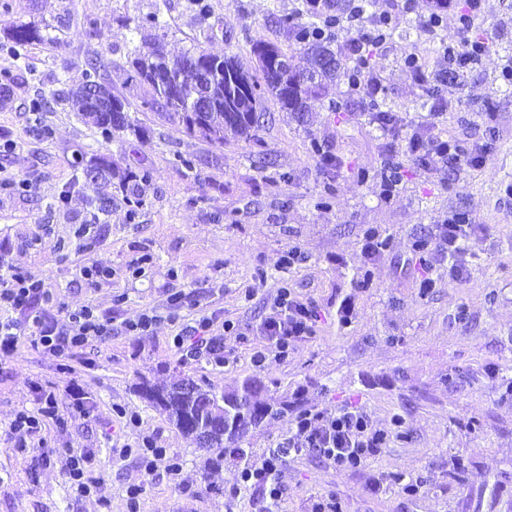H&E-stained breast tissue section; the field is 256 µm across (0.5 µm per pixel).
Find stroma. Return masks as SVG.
<instances>
[{
	"label": "stroma",
	"instance_id": "35a3bbf8",
	"mask_svg": "<svg viewBox=\"0 0 512 512\" xmlns=\"http://www.w3.org/2000/svg\"><path fill=\"white\" fill-rule=\"evenodd\" d=\"M9 2V21L38 24L46 41L18 58L0 51V71L13 75L0 87V173L27 184L0 190V273L15 268L46 278L53 295L39 308L46 323L64 325L66 312L89 307L111 320L112 331L68 360L27 336L17 356H0V512H315L329 493L343 512H512V402L501 398L498 382L512 377V208L498 203L501 183L512 181V98L491 94L498 64L512 50V0H486L484 26L495 33L490 52L446 89L452 107L435 128L470 142L482 132L468 115L494 113L495 151L457 183L445 170L406 164L402 188L388 201L369 177L385 150L372 107L395 112L408 133L428 123L437 56L459 38L455 11H443L429 33L422 27L429 0L395 10L386 44L371 53L384 86L377 101L348 95L339 76L310 100L304 118L269 99L250 140L214 144L143 108L147 87L129 52L159 41L175 56L199 44L235 56L255 75L252 40L299 51L277 18L303 9L304 0H206L204 15L194 0ZM154 11L161 27H140ZM414 51L429 62L421 81L404 66ZM90 60L103 65L113 94L144 129L116 135L107 148L120 167L150 173L124 192L74 177V156L100 147L94 128L59 94L82 81ZM42 96L46 108L31 111ZM321 151L341 157L342 171L318 177ZM187 159L192 167H184ZM93 197L106 210L87 238L81 226L94 213ZM455 208L490 231L469 243L466 281L449 277L443 262L432 272L433 288L420 294L423 271L412 244L434 235L436 220ZM371 228L390 241L369 260L361 247ZM293 245L306 262L280 268ZM92 266L109 278L88 280L81 270ZM139 266L144 274L132 277ZM284 281L315 305L321 321L287 358L268 356L259 369L251 362L263 344L257 327ZM175 293L186 297L176 324L167 319ZM345 298L353 322L342 328L336 308ZM149 311L158 317L151 331H126ZM203 316L223 337L226 366L183 359L173 346L181 327ZM227 320L234 332H224ZM249 377L262 381L263 397L290 404L250 432V463L287 439L304 410L352 403L376 427L397 425L402 434L356 471L336 470L312 452L287 457L273 503L241 483L244 463L233 455L206 469L207 451L137 390L144 380L164 386L190 378L219 393ZM73 379L82 388L81 412L68 388ZM48 396L62 425L46 423L35 435L40 448L17 453L11 420ZM118 406L136 412L140 428L124 427ZM146 436L179 460L178 476L162 465L145 472L135 448ZM70 448L87 453L94 493L66 481ZM408 482L418 484L416 495L404 492ZM134 485L142 494L132 511L127 490Z\"/></svg>",
	"mask_w": 512,
	"mask_h": 512
}]
</instances>
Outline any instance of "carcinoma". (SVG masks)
<instances>
[{"instance_id": "obj_1", "label": "carcinoma", "mask_w": 512, "mask_h": 512, "mask_svg": "<svg viewBox=\"0 0 512 512\" xmlns=\"http://www.w3.org/2000/svg\"><path fill=\"white\" fill-rule=\"evenodd\" d=\"M322 15L310 10L283 15L277 23L295 32H307L320 26ZM4 34L7 42L1 47L7 48L14 56L20 57L28 47L45 41L39 27L34 23H6ZM304 54L310 66L301 67L290 64L285 66L282 59L295 58L276 45L268 44L271 53L270 65L277 66V71L269 73L261 70V79L242 70L234 56L224 55L221 64L224 76L208 88L210 110L207 112L197 133L204 139L214 143L225 140L249 139L258 122V112L263 108L266 98L276 100L282 109L289 112L307 111L308 98L320 88L322 81L345 72L344 60L330 48L331 40L325 38H301ZM132 64L148 87L149 103L157 98L160 91L171 88L176 92V101L164 109L165 117L173 119L186 132H191L187 113L195 108L200 94L198 74L194 71L197 64H207L206 50L199 45L186 50L177 57H171L163 45L154 44L147 49L137 47L132 52ZM101 65L97 62L87 63L83 81L67 90L63 100L72 103L86 123L99 132L102 140L109 143L115 134L125 131L137 132L140 127L136 117L124 110L120 119H114V112L97 108L90 102L92 88L102 83ZM118 178L120 186L137 179H147L149 174L142 170H120L112 161L97 165L93 185L110 182ZM139 393L153 407L167 414L168 418L183 433L196 438V428L201 422L217 421L212 428L210 448L219 450L216 457L209 459V464L218 465L224 460V449L229 448L239 458H246L243 448L246 437L267 418H273L284 410L288 404L276 400L240 404L241 397L257 396L261 391L259 381L247 378L231 390L221 393L205 390L198 386L194 392L185 391L178 383L169 389H158L142 382L138 386Z\"/></svg>"}]
</instances>
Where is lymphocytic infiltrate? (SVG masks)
<instances>
[{
  "instance_id": "1",
  "label": "lymphocytic infiltrate",
  "mask_w": 512,
  "mask_h": 512,
  "mask_svg": "<svg viewBox=\"0 0 512 512\" xmlns=\"http://www.w3.org/2000/svg\"><path fill=\"white\" fill-rule=\"evenodd\" d=\"M457 16L462 37L459 43L443 47L441 53L448 64L449 74L456 79L480 65L490 46L488 39L470 36L485 16L484 0H463L457 8ZM329 26L356 30L357 36L350 46L349 89L355 95L377 96L381 86L364 50L387 41L392 27L391 11L369 14L358 7L334 17ZM376 119L388 142L375 172L381 196L385 199L392 198L403 182L401 156L416 158L428 169L447 168L449 177L457 179L464 172L482 168L486 155L492 149V142L488 139L467 150L456 141L438 134L425 138L417 134L403 135L396 116L390 112L377 113ZM486 230V225L477 223L467 211L452 209L442 216L437 222L436 234L413 245L422 268L427 272L426 277L420 280L421 290L432 288L433 280L428 272L442 259L449 260L451 276L466 279L469 269L460 258L466 253L473 235ZM46 296L44 279L35 275L15 274L11 279L0 282V307L17 310ZM319 321V312L311 302L304 300L294 289L279 288L271 315L260 324L265 343L251 356L254 367H263L271 354L287 357L296 342L315 335ZM29 329L34 330L42 346L61 356L72 354L110 332L108 323L101 321L88 307L69 312L65 325L60 328L46 324L38 315L33 316L27 328L11 320L0 321V352H15L21 336ZM389 440V431L375 428L362 407L351 404L333 410L304 411L296 416L284 450L274 451L263 462L245 467L241 478L250 487L262 490L274 503L281 496L278 473L284 452L313 450L336 470L351 471L361 468L380 448L386 447Z\"/></svg>"
}]
</instances>
